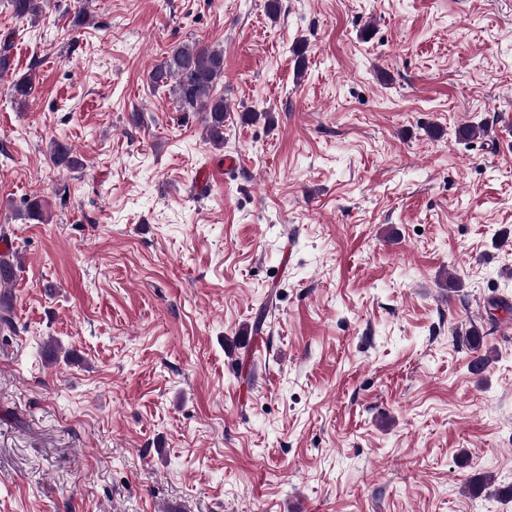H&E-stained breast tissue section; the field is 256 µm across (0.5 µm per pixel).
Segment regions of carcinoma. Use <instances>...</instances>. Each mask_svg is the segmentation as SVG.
I'll return each instance as SVG.
<instances>
[{
  "mask_svg": "<svg viewBox=\"0 0 512 512\" xmlns=\"http://www.w3.org/2000/svg\"><path fill=\"white\" fill-rule=\"evenodd\" d=\"M47 0H8L13 18L23 24H35L43 15ZM13 41L7 34L0 40V75L11 67ZM224 78V52L200 40L180 45L172 49L167 56L148 73V81L156 89L169 85L178 99L183 112L204 113L206 140L209 143L224 146V95L218 93L217 85ZM36 73L31 71L17 79L11 89V99L23 102L35 89ZM48 156L57 168L72 169L77 165L71 147L58 140L50 142ZM7 252L0 254V285L9 284L14 278V263L17 257L11 244H6ZM0 330H15L11 302L8 296L0 294ZM484 336L475 325L459 336V341L476 353L470 362L471 372L482 373L488 363V356L481 354ZM490 474H476L469 481L471 495L479 497L485 492L501 499H512V484L502 485L494 490Z\"/></svg>",
  "mask_w": 512,
  "mask_h": 512,
  "instance_id": "cac0c4a2",
  "label": "carcinoma"
}]
</instances>
